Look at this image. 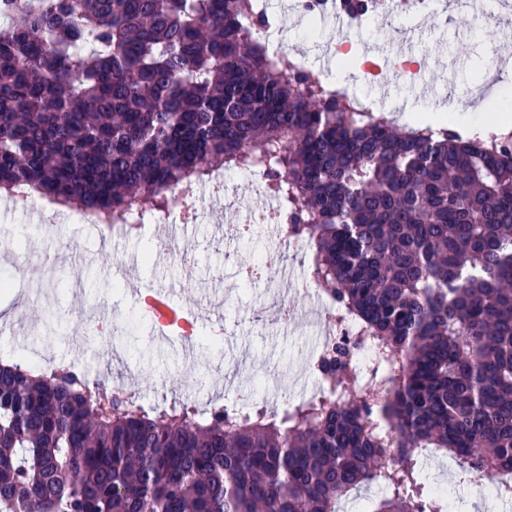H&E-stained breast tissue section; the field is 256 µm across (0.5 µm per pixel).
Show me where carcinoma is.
<instances>
[{
    "label": "carcinoma",
    "mask_w": 512,
    "mask_h": 512,
    "mask_svg": "<svg viewBox=\"0 0 512 512\" xmlns=\"http://www.w3.org/2000/svg\"><path fill=\"white\" fill-rule=\"evenodd\" d=\"M0 30V191L112 220L258 170L356 340L280 412L158 409L0 363V512H448L415 448L512 475V139L358 112L258 32L259 0H25ZM363 342L376 362L363 382Z\"/></svg>",
    "instance_id": "obj_1"
}]
</instances>
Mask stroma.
I'll use <instances>...</instances> for the list:
<instances>
[{"label": "stroma", "instance_id": "obj_1", "mask_svg": "<svg viewBox=\"0 0 512 512\" xmlns=\"http://www.w3.org/2000/svg\"><path fill=\"white\" fill-rule=\"evenodd\" d=\"M342 36L362 56L372 52L381 59L404 51L424 59V81L416 87L403 84L392 71H384L381 82L389 86L388 98L396 105L405 99L418 102L425 96L441 101L452 94L470 109L474 103L468 97L469 89L490 86L497 74L505 84L512 85V60L503 59L505 51L512 48V15L483 23L473 12L449 5L422 29H414L404 19L382 25L372 21L364 26H348ZM9 207L0 195V252H36L55 258L57 273L55 282L49 283L38 269H31L24 285L13 293L0 295V322L14 324L13 337L0 338V360L13 358L24 349L46 350L58 358H69L75 347L73 323L88 314L89 304L126 309L132 303L131 290L163 286L172 289L178 302L203 296L220 299L225 337L222 348L197 340L194 356L188 360L176 346L159 344L148 323L134 322L113 340L89 346L82 360L91 377L129 379L146 401L160 406L174 398L175 390L160 385L159 372L186 364L211 375L229 374L231 384L216 393L221 403L255 388L269 369L289 375L298 373L292 354L296 342L312 337L308 323L311 307L298 296L292 281L280 280L276 288L297 308L295 324L272 329L258 319L268 301L265 284L259 282L232 291L224 279L226 251L237 252L247 261L258 260L274 249L267 236L257 234L227 243L214 221L189 225L186 236L192 248L188 259L195 266V276L188 281L180 263L167 260L150 268L140 266L142 241L111 243L103 240L90 224L78 227L61 223L35 233L33 240H24L18 232L30 221L24 213L10 212ZM118 264L136 269L134 276L128 277L123 294L111 286L113 268ZM31 304L39 313L32 328L17 321L19 312Z\"/></svg>", "mask_w": 512, "mask_h": 512}]
</instances>
